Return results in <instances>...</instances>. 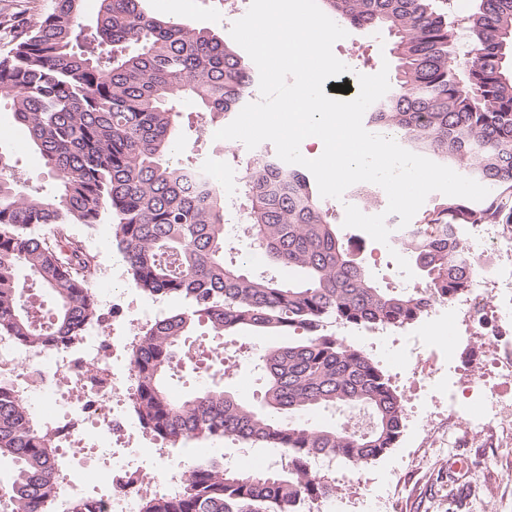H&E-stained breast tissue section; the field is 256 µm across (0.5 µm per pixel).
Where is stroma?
<instances>
[{"label":"stroma","mask_w":512,"mask_h":512,"mask_svg":"<svg viewBox=\"0 0 512 512\" xmlns=\"http://www.w3.org/2000/svg\"><path fill=\"white\" fill-rule=\"evenodd\" d=\"M182 18L195 27L229 33L231 24L224 16V0H181ZM388 33L368 34L349 29L346 38L333 46L334 55L347 65V73L338 76L339 84H355L357 74L377 73L382 65L396 67ZM196 115L183 113V147L179 160L218 165L223 175L224 191H238L248 166V151L239 140H217L213 136L196 139L193 125ZM0 151L10 155L21 178L23 188L47 187L52 183L38 153L27 143L25 130L16 124L9 102H0ZM87 249L97 254L101 271L94 285L125 290V305L134 310L137 325H145L166 317L178 308L177 300H156L139 292L131 283L127 265L112 243V226L104 223L93 229L74 227ZM336 334L364 350L384 371L392 386L402 395L407 409L403 433L395 445L382 456L359 467L341 463H324L320 471L334 479L339 512H368L376 496H384L382 512H512V455L473 442L464 446L449 439L447 428H437L429 447H421L422 422L416 408L426 409L429 417H437L444 400L432 397L429 390L410 391L398 370L407 356L406 339L420 337V360L439 363L443 352H452L458 384V400L470 395L469 379L472 363L484 364L482 383L495 386L497 375L487 371L495 346L487 338L465 337L462 328L432 323L430 316L401 326L386 328L336 327ZM230 348L239 352L237 367L241 373L260 376V358L269 337L251 330L226 335ZM471 460L467 475L448 468L451 461Z\"/></svg>","instance_id":"stroma-1"}]
</instances>
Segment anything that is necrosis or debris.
I'll list each match as a JSON object with an SVG mask.
<instances>
[{"label": "necrosis or debris", "instance_id": "obj_1", "mask_svg": "<svg viewBox=\"0 0 512 512\" xmlns=\"http://www.w3.org/2000/svg\"><path fill=\"white\" fill-rule=\"evenodd\" d=\"M455 240L472 260L474 289L465 304L434 302L437 319L480 335L486 317L512 320V229L499 224H455ZM22 395L30 413L55 435V458L68 464L61 498L46 512H67L70 499L100 503L104 512H138L143 487L160 492L178 482L181 464L168 449L133 444L125 405L134 393L135 367L126 336L88 331L75 348L18 351L0 341V380ZM512 392L472 385L467 406L448 399V430L457 442L490 438L512 446V427L499 418Z\"/></svg>", "mask_w": 512, "mask_h": 512}]
</instances>
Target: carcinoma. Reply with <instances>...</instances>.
Wrapping results in <instances>:
<instances>
[{"mask_svg":"<svg viewBox=\"0 0 512 512\" xmlns=\"http://www.w3.org/2000/svg\"><path fill=\"white\" fill-rule=\"evenodd\" d=\"M51 2L13 25L12 47L0 55V98L12 102L54 181L49 192L20 191L0 151V338L20 351L68 347L103 323L93 255L57 233L109 220L134 287L184 303L137 333L132 409L140 425L173 447L223 439L287 459L271 472L190 463L178 491L141 498L139 512H306L336 494L320 463L358 467L394 447L404 427L403 397L327 324L418 320L471 283L466 246L443 227L512 225L502 197H512V0H477L461 24L441 0H323L341 23L393 37L396 79L368 122L404 138L411 152L501 190L481 204L449 198L416 225L407 256L426 294L377 287L308 179L292 173L286 189L272 192L258 162L240 187L249 245L294 277L256 276L226 262L224 192L198 197L194 164L171 160L174 103L191 104L208 122L240 106L254 72L224 38L153 16L141 0H100L93 27L83 22L82 0ZM22 272L54 298L52 317L22 300ZM200 326L216 336L249 329L278 339L264 351L261 407L218 386L173 399V360ZM328 407L366 409L374 425L349 432L300 420ZM1 458L16 466L17 512H43L59 490L49 431L0 385Z\"/></svg>","mask_w":512,"mask_h":512,"instance_id":"obj_1","label":"carcinoma"}]
</instances>
